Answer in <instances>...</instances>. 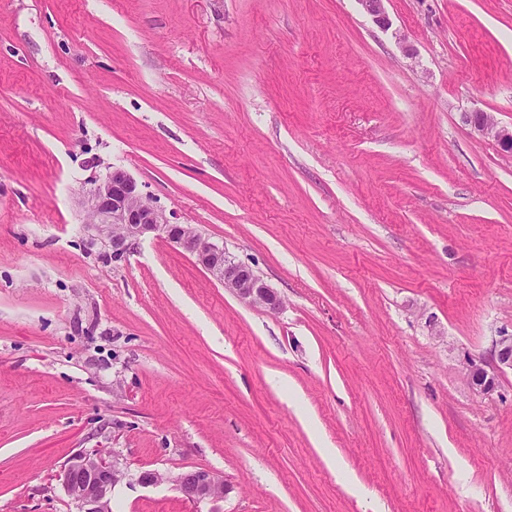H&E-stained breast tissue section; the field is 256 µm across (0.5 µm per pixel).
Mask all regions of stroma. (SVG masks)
Segmentation results:
<instances>
[{"instance_id": "35a3bbf8", "label": "stroma", "mask_w": 512, "mask_h": 512, "mask_svg": "<svg viewBox=\"0 0 512 512\" xmlns=\"http://www.w3.org/2000/svg\"><path fill=\"white\" fill-rule=\"evenodd\" d=\"M386 10L0 0V512H77L93 449L112 512H512V371L463 374L512 333V157L463 119L512 124V0ZM114 167L282 310L162 237L103 263ZM505 368L512 370V334L499 336L493 342L490 366L466 359L463 370L468 384L478 393L492 394L498 386V378ZM127 473L117 458L97 450L76 454L56 473V480L72 496L78 512H112V491ZM174 481L184 498L196 503L223 499L227 491L224 479L203 469L183 471Z\"/></svg>"}]
</instances>
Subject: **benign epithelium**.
<instances>
[{"mask_svg": "<svg viewBox=\"0 0 512 512\" xmlns=\"http://www.w3.org/2000/svg\"><path fill=\"white\" fill-rule=\"evenodd\" d=\"M386 0H359L364 11L382 29L391 26ZM466 121L475 131L494 138L502 152L512 156V126H503L488 112L466 113ZM89 213L86 230L91 242L112 249L115 261L149 234L164 236L177 248L195 257L217 282L240 301L269 312L282 307V299L249 266L232 260L224 246L204 236L195 226L175 221V213L143 201L137 182L123 169L112 168L102 180L92 182L85 197ZM512 370V334L493 342L492 364L486 366L468 359L463 370L468 384L478 393L488 395L498 386L505 369ZM127 473L118 459L112 460L96 450L76 454L55 474V479L72 496L78 512H112V491ZM176 486L191 502L217 501L224 498V479L203 469L180 473Z\"/></svg>", "mask_w": 512, "mask_h": 512, "instance_id": "benign-epithelium-1", "label": "benign epithelium"}]
</instances>
